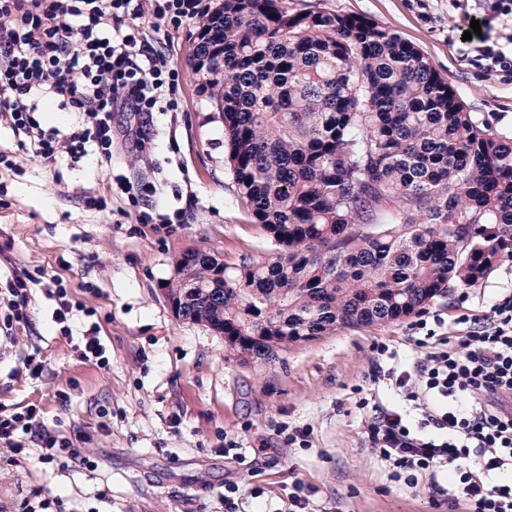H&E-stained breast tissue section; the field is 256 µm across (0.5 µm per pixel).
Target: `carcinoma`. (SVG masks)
I'll return each mask as SVG.
<instances>
[{"label": "carcinoma", "instance_id": "cac0c4a2", "mask_svg": "<svg viewBox=\"0 0 512 512\" xmlns=\"http://www.w3.org/2000/svg\"><path fill=\"white\" fill-rule=\"evenodd\" d=\"M189 59L215 100L237 196L276 246L189 250L181 317L273 362L299 340L396 323L512 256V137L425 53L365 18L222 0Z\"/></svg>", "mask_w": 512, "mask_h": 512}]
</instances>
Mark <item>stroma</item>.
I'll use <instances>...</instances> for the list:
<instances>
[{
    "label": "stroma",
    "instance_id": "stroma-1",
    "mask_svg": "<svg viewBox=\"0 0 512 512\" xmlns=\"http://www.w3.org/2000/svg\"><path fill=\"white\" fill-rule=\"evenodd\" d=\"M295 12L328 11L375 21L419 47L468 111L512 133V77L463 58L460 37L480 12L474 0H287ZM199 31L190 23L174 36L180 71L177 123L153 118L152 159L139 156L134 136L120 137L122 171L154 182L155 204L184 220L172 235L139 223L127 199L107 197L104 209L86 207L107 196L95 160L70 167L42 164L19 148L0 123V276L41 269L33 286L30 325L15 343L0 340V406L38 404L45 425L65 436L82 431L79 463L17 465L0 459V512H23L33 491L59 501L61 512H224V487L257 490L244 512H288L287 488L314 489L311 512H448L436 506L428 480L417 487L389 479L371 452L367 410L381 400L420 416L386 373L425 356L417 341L426 329L457 335L459 316L490 315L512 290V257H502L475 287L457 289L426 307L420 318L341 328L293 346L279 360L241 361L223 336L182 320L167 299L175 259L191 248L226 263L272 258L274 246L236 194L224 145V123L201 93L189 55ZM60 276L79 305L59 332L51 276ZM426 321L419 329L418 321ZM109 359L107 367L81 360L69 341L91 323ZM387 345V355L377 353ZM39 351L40 380L19 376L25 355ZM67 404H59L58 391ZM311 430L308 447L288 445L286 429ZM236 448H229V441Z\"/></svg>",
    "mask_w": 512,
    "mask_h": 512
}]
</instances>
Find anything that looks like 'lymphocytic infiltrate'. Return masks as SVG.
Here are the masks:
<instances>
[{"mask_svg":"<svg viewBox=\"0 0 512 512\" xmlns=\"http://www.w3.org/2000/svg\"><path fill=\"white\" fill-rule=\"evenodd\" d=\"M478 2L485 33L467 43L473 61L512 73V0ZM207 13L202 0H0V120L40 163L96 156L114 172L109 191L139 205L156 186L118 173L113 117L121 112L136 124L135 147L151 156L154 113L179 109L171 35ZM495 28L505 31L504 41H491ZM47 101L80 113V122L46 125L38 114ZM40 282L29 272L0 281L1 325L28 323L31 289ZM459 321L468 330L457 343L438 338L423 361L395 375L397 388L419 402L417 423L373 403L371 451L392 479L411 488L420 477L453 471L456 479L445 490L452 510L512 512V483L488 478L493 471L512 474V407L505 404L512 397V291L486 321L465 315ZM0 450L12 463L79 458L70 438L44 426L33 403L0 409Z\"/></svg>","mask_w":512,"mask_h":512,"instance_id":"f902f5d3","label":"lymphocytic infiltrate"}]
</instances>
